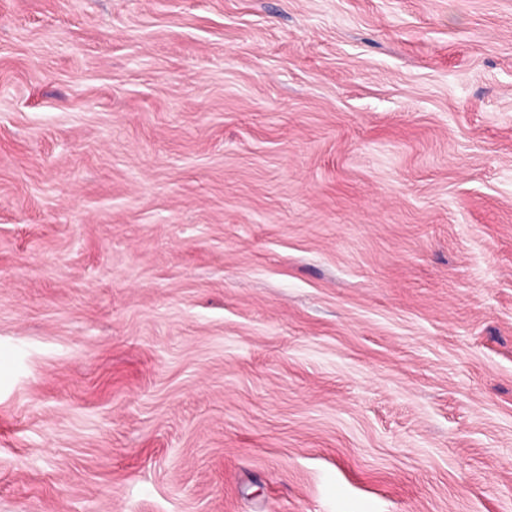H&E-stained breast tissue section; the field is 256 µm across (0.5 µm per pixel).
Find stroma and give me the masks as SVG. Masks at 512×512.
I'll list each match as a JSON object with an SVG mask.
<instances>
[{"label":"stroma","mask_w":512,"mask_h":512,"mask_svg":"<svg viewBox=\"0 0 512 512\" xmlns=\"http://www.w3.org/2000/svg\"><path fill=\"white\" fill-rule=\"evenodd\" d=\"M0 512H512V0H0Z\"/></svg>","instance_id":"stroma-1"}]
</instances>
